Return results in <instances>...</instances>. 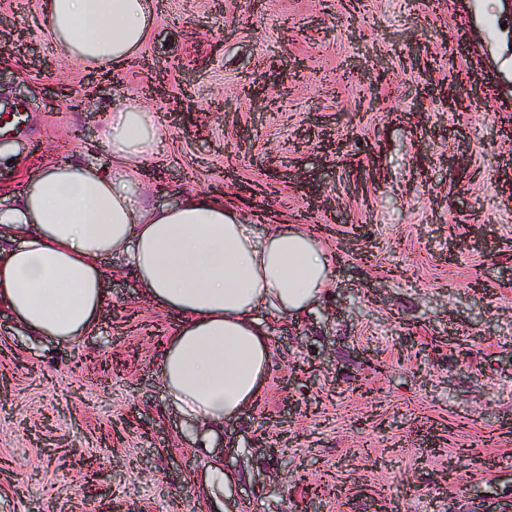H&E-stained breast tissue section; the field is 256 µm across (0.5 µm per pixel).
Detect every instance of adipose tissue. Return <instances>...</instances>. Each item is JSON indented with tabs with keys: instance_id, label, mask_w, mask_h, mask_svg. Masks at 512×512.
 Instances as JSON below:
<instances>
[{
	"instance_id": "1",
	"label": "adipose tissue",
	"mask_w": 512,
	"mask_h": 512,
	"mask_svg": "<svg viewBox=\"0 0 512 512\" xmlns=\"http://www.w3.org/2000/svg\"><path fill=\"white\" fill-rule=\"evenodd\" d=\"M44 23L68 58L107 70L149 38V0H44ZM150 113L114 112L112 168L51 163L0 209V305L34 334L74 342L109 299L101 259L124 257L149 301L178 312L160 358L170 403L207 429L235 419L271 367L262 314L298 315L321 299L335 261L321 242L285 224L260 226L195 192L154 208L126 190L162 137L144 138Z\"/></svg>"
}]
</instances>
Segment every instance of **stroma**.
<instances>
[{
    "label": "stroma",
    "mask_w": 512,
    "mask_h": 512,
    "mask_svg": "<svg viewBox=\"0 0 512 512\" xmlns=\"http://www.w3.org/2000/svg\"><path fill=\"white\" fill-rule=\"evenodd\" d=\"M43 0H0L24 29L0 53V207L39 152L106 166V118L137 104L164 129L153 207L241 185L255 224L322 225L339 258L301 316L268 315L257 400L213 437L168 401L162 344L179 321L103 257L109 301L77 342L0 307V512H512V10L503 0H150L151 36L111 91L70 61ZM427 72L405 69L412 55ZM170 62L166 98L153 64ZM389 78L371 84L376 65ZM287 82L278 108L242 90ZM469 90L468 110L408 82ZM227 109L215 110L218 101ZM346 143L319 146L322 132ZM276 151L277 165L267 154ZM447 164H438L439 156ZM301 406L287 428L290 400ZM267 433L272 452L258 440ZM237 480L217 488L213 458ZM460 461L457 479L448 460Z\"/></svg>",
    "instance_id": "obj_1"
}]
</instances>
